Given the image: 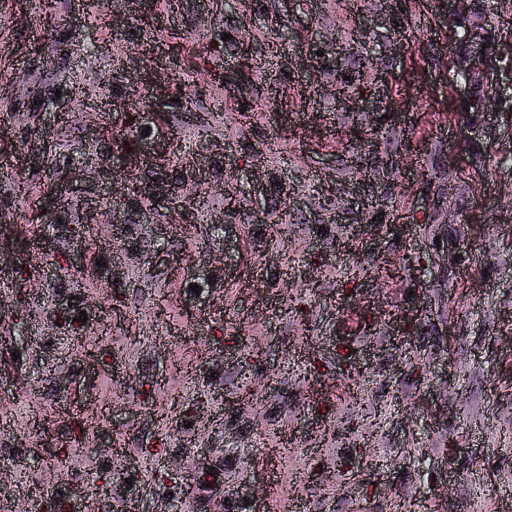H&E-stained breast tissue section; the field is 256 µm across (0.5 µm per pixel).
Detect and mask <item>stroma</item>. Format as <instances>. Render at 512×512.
Instances as JSON below:
<instances>
[{
  "instance_id": "1",
  "label": "stroma",
  "mask_w": 512,
  "mask_h": 512,
  "mask_svg": "<svg viewBox=\"0 0 512 512\" xmlns=\"http://www.w3.org/2000/svg\"><path fill=\"white\" fill-rule=\"evenodd\" d=\"M42 2L0 0L8 512H104L105 479L139 512H502L512 83L461 123L446 0ZM470 5L512 43V0Z\"/></svg>"
}]
</instances>
